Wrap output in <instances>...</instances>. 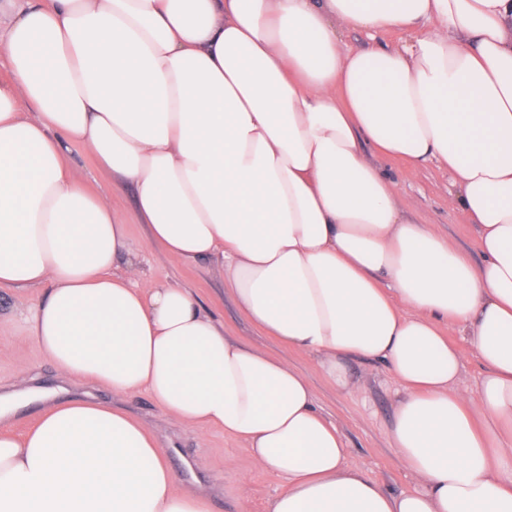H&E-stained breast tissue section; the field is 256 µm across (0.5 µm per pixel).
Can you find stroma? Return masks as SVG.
<instances>
[{"instance_id":"35a3bbf8","label":"stroma","mask_w":512,"mask_h":512,"mask_svg":"<svg viewBox=\"0 0 512 512\" xmlns=\"http://www.w3.org/2000/svg\"><path fill=\"white\" fill-rule=\"evenodd\" d=\"M73 158L81 181L93 191H106L114 210L132 217L134 189L113 185L95 159L83 149ZM399 186V198L408 221L430 225L448 236L472 263L482 260L477 225L449 214L447 169L428 165L414 167L398 160L377 158ZM131 240L141 249L143 268L159 283L175 282L191 288L207 309L224 322L226 335L263 348L272 357L288 361L309 380L322 413L336 423L348 447L349 464L359 467L384 490L400 493L411 489V478L388 441L398 384L389 368L366 359H351L347 369L358 389L351 394L336 392L323 377L311 356L287 348L266 336L236 305L223 278L214 275L206 263H175L150 243L145 225L128 226ZM34 293L0 288V383L33 379L36 390L50 399H80L109 402L134 418L147 423L167 452L168 462L179 485L211 497L215 512H265L279 490L275 478L254 466L247 450L223 431L208 428L196 433L166 415L145 394L120 398L102 386H75L64 380L36 345L7 323L24 309ZM249 483V499L241 501L240 479Z\"/></svg>"}]
</instances>
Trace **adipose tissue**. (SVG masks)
<instances>
[{"label":"adipose tissue","mask_w":512,"mask_h":512,"mask_svg":"<svg viewBox=\"0 0 512 512\" xmlns=\"http://www.w3.org/2000/svg\"><path fill=\"white\" fill-rule=\"evenodd\" d=\"M426 23L410 44L344 50ZM0 288L74 384L147 394L273 475L267 512H512V0H0ZM132 186L175 262H210L250 321L312 356L398 380L389 442L414 488L347 464L288 361L226 336L196 295L143 276L125 219L72 165ZM447 168L472 264L403 219L368 152ZM459 329L485 368L460 379ZM0 512H212L150 428L58 402L0 431ZM425 29L426 27L418 26L411 32H384L378 33L373 37L369 36L366 32L344 29L342 31V40L347 49L355 52L378 45L393 46L402 44L407 40H411L414 35L425 31Z\"/></svg>","instance_id":"obj_1"}]
</instances>
